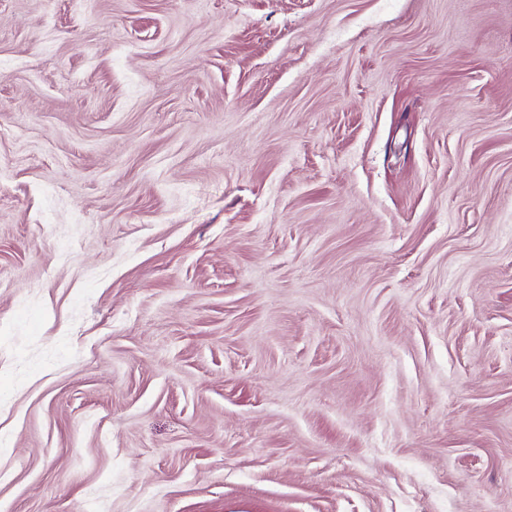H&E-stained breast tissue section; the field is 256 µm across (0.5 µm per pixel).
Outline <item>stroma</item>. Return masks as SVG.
<instances>
[{"instance_id":"1","label":"stroma","mask_w":512,"mask_h":512,"mask_svg":"<svg viewBox=\"0 0 512 512\" xmlns=\"http://www.w3.org/2000/svg\"><path fill=\"white\" fill-rule=\"evenodd\" d=\"M0 512H512V0H0Z\"/></svg>"}]
</instances>
